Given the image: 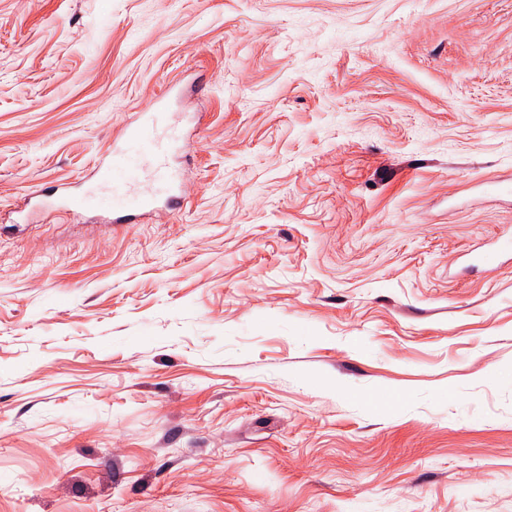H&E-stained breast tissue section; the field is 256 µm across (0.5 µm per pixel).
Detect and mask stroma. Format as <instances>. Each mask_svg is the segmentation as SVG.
I'll return each mask as SVG.
<instances>
[{"instance_id": "stroma-1", "label": "stroma", "mask_w": 512, "mask_h": 512, "mask_svg": "<svg viewBox=\"0 0 512 512\" xmlns=\"http://www.w3.org/2000/svg\"><path fill=\"white\" fill-rule=\"evenodd\" d=\"M511 234L512 0H0V512H512ZM147 114L151 113H143L137 126L112 140V153H119L124 164L115 166L102 160L91 175L98 191L105 187L112 192L113 224L131 223L145 215L156 203L154 184L170 177L168 147L160 134L161 116ZM142 174H148V183L139 180Z\"/></svg>"}]
</instances>
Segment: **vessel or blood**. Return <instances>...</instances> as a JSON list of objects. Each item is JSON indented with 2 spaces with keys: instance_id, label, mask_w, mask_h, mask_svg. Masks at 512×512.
I'll return each mask as SVG.
<instances>
[{
  "instance_id": "vessel-or-blood-1",
  "label": "vessel or blood",
  "mask_w": 512,
  "mask_h": 512,
  "mask_svg": "<svg viewBox=\"0 0 512 512\" xmlns=\"http://www.w3.org/2000/svg\"><path fill=\"white\" fill-rule=\"evenodd\" d=\"M160 127V115L143 116L137 126L112 141V150L123 157V165L102 162L93 172L97 188L112 193L113 223H131L145 215L156 203L155 183L170 177L168 147Z\"/></svg>"
}]
</instances>
